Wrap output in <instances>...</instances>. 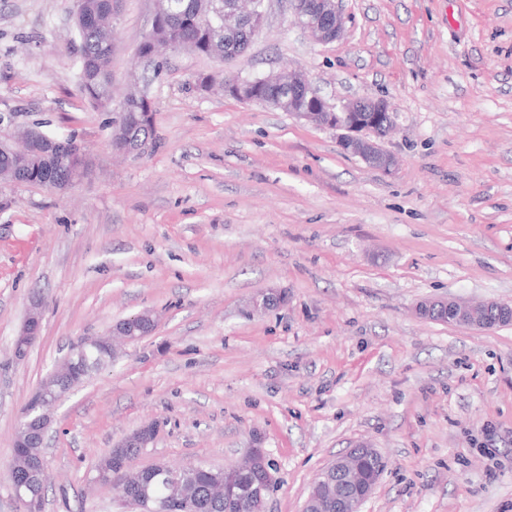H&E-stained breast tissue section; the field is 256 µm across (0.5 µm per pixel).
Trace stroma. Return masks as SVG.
<instances>
[{"instance_id":"obj_1","label":"stroma","mask_w":512,"mask_h":512,"mask_svg":"<svg viewBox=\"0 0 512 512\" xmlns=\"http://www.w3.org/2000/svg\"><path fill=\"white\" fill-rule=\"evenodd\" d=\"M78 0H0V138L15 125L83 143L86 178L6 186L0 212V512L24 408L85 336L144 310L156 328L59 403L43 512H138L95 482L101 456L155 420L139 468L235 464L261 434L278 483L267 512H302L315 474L371 443L387 463L364 512H512V326L420 317L435 296L512 304V0H342L314 42L264 0L245 56L187 50L140 63L153 0H120L112 100L80 94ZM304 72L327 105L384 98V171L338 131L203 93L194 78ZM155 146L112 152L130 84ZM286 302L249 312L263 292ZM40 337L11 345L29 307Z\"/></svg>"}]
</instances>
